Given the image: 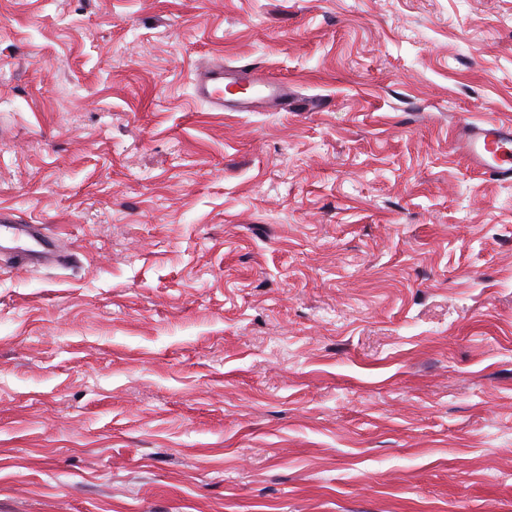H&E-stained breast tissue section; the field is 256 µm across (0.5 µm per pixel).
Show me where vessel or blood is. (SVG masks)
<instances>
[{
	"mask_svg": "<svg viewBox=\"0 0 512 512\" xmlns=\"http://www.w3.org/2000/svg\"><path fill=\"white\" fill-rule=\"evenodd\" d=\"M195 95L215 112H278L288 107L287 81L246 67L212 61L195 72ZM453 146L474 171L504 181L512 178V126L496 122L461 124ZM21 266L62 263L54 237L40 224L15 223L0 212V257Z\"/></svg>",
	"mask_w": 512,
	"mask_h": 512,
	"instance_id": "vessel-or-blood-1",
	"label": "vessel or blood"
}]
</instances>
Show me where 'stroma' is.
<instances>
[{"mask_svg":"<svg viewBox=\"0 0 512 512\" xmlns=\"http://www.w3.org/2000/svg\"><path fill=\"white\" fill-rule=\"evenodd\" d=\"M287 79L213 112L197 64ZM512 0H0V512H512ZM453 146L474 171L512 178V126L496 122L461 124L454 133ZM0 223L1 258L7 256L14 263L29 267L63 263L54 237L43 224H14L11 214L4 209L0 212Z\"/></svg>","mask_w":512,"mask_h":512,"instance_id":"obj_1","label":"stroma"}]
</instances>
